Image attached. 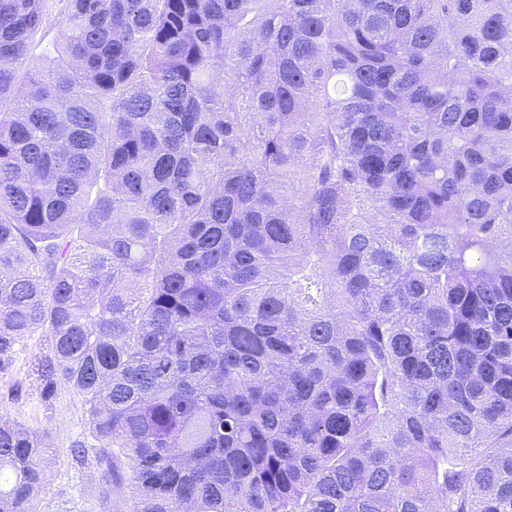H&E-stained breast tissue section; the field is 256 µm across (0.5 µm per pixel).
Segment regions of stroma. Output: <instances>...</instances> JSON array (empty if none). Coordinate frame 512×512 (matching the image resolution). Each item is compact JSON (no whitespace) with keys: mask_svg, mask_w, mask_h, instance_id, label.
Listing matches in <instances>:
<instances>
[{"mask_svg":"<svg viewBox=\"0 0 512 512\" xmlns=\"http://www.w3.org/2000/svg\"><path fill=\"white\" fill-rule=\"evenodd\" d=\"M38 393L39 383L28 362H18L11 374L0 377V408L49 436L51 447L44 459L48 482L41 495L42 506L50 507L51 512L62 505L71 512H102L95 479L90 473L76 470L69 455L71 442L86 429L80 396L63 386L45 407L39 405Z\"/></svg>","mask_w":512,"mask_h":512,"instance_id":"obj_1","label":"stroma"}]
</instances>
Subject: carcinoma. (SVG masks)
<instances>
[{
    "instance_id": "1",
    "label": "carcinoma",
    "mask_w": 512,
    "mask_h": 512,
    "mask_svg": "<svg viewBox=\"0 0 512 512\" xmlns=\"http://www.w3.org/2000/svg\"><path fill=\"white\" fill-rule=\"evenodd\" d=\"M0 0V374L124 512H512V0ZM47 437L0 412V512ZM46 4L49 8V13H51V22L32 44L30 56L34 62L39 58L55 54L59 40L57 20L66 11L68 0H47Z\"/></svg>"
}]
</instances>
